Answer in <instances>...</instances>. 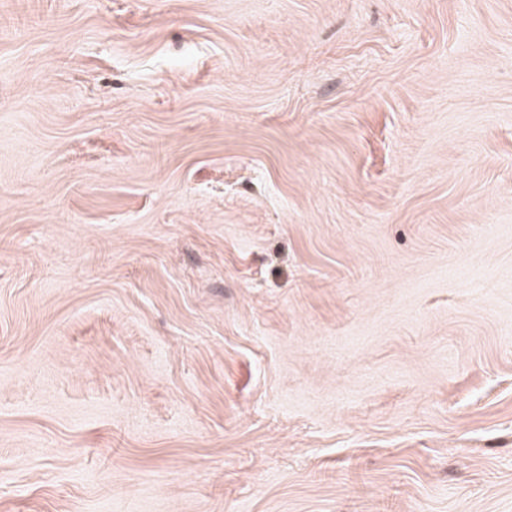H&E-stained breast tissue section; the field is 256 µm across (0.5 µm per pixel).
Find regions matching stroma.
I'll list each match as a JSON object with an SVG mask.
<instances>
[{
    "label": "stroma",
    "mask_w": 512,
    "mask_h": 512,
    "mask_svg": "<svg viewBox=\"0 0 512 512\" xmlns=\"http://www.w3.org/2000/svg\"><path fill=\"white\" fill-rule=\"evenodd\" d=\"M0 512H512V0H0Z\"/></svg>",
    "instance_id": "35a3bbf8"
}]
</instances>
